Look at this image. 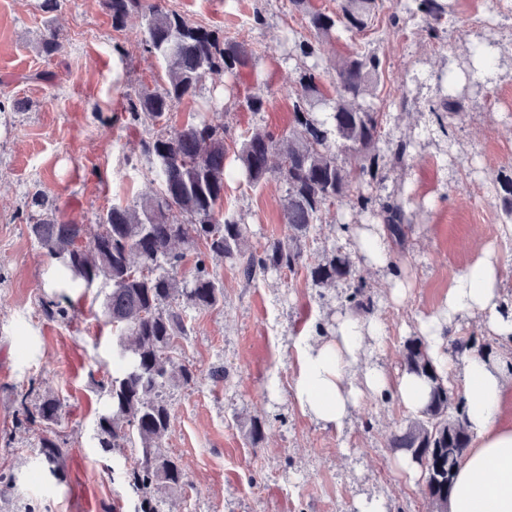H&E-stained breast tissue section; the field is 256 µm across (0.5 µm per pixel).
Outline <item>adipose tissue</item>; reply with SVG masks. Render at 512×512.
Here are the masks:
<instances>
[{
	"instance_id": "obj_1",
	"label": "adipose tissue",
	"mask_w": 512,
	"mask_h": 512,
	"mask_svg": "<svg viewBox=\"0 0 512 512\" xmlns=\"http://www.w3.org/2000/svg\"><path fill=\"white\" fill-rule=\"evenodd\" d=\"M356 243L370 266L388 267L390 234L384 225H366ZM504 301L500 255L491 248L451 281L440 311L418 320L435 367L460 382L467 402L472 440L457 468L448 512H512V427L500 420L512 379L483 353L457 360L448 354V340L459 335L458 320L464 316L480 317L493 338L512 343V312ZM379 337L377 320L349 314L337 320L328 339L304 343L291 385L299 407L324 425L339 427L364 394L392 389L407 410H421L428 398L422 381L408 373L390 378L378 364L366 362Z\"/></svg>"
}]
</instances>
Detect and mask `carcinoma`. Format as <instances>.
Here are the masks:
<instances>
[{"instance_id":"carcinoma-1","label":"carcinoma","mask_w":512,"mask_h":512,"mask_svg":"<svg viewBox=\"0 0 512 512\" xmlns=\"http://www.w3.org/2000/svg\"><path fill=\"white\" fill-rule=\"evenodd\" d=\"M163 2L106 0L116 30L124 29L131 13L142 14L144 49L165 64L163 88L142 84L125 94L128 125L153 129L140 146L144 155L159 163L156 193L132 208L114 204L94 224L59 221L55 205L40 190L30 194L28 202L29 232L55 263L63 287L41 300L43 316L51 321L68 318L72 300L67 288H96L104 294L103 314L116 333V353L112 375L103 385L106 401L95 419L92 440L104 455L138 449L125 472V483L139 501L137 512H161L156 491L187 483L179 461L162 451L171 418L166 391L197 378L190 366L175 365L172 356L187 336L184 309L213 308L224 301V287L215 281L210 265L236 264L248 281L270 270L295 274L302 269L319 288L354 280L358 269L351 254L335 246L310 260L305 255L306 238L330 206L353 202L363 211H373L371 196L356 186V180L381 184L388 168L402 162L408 149L406 142L391 139L387 152L381 151L387 117L366 98L374 95L382 62L376 54L364 53L344 59L334 69L336 95L329 99L323 119L315 112L326 100L318 64L302 65L292 126L280 135L263 127L245 131L235 152L236 166H226L225 125L202 118L174 127L169 125L170 112L184 97L197 95L202 74L222 73L232 79L257 52L219 38ZM289 4L305 17L315 39L331 41L339 31L368 29L383 0H337L331 11L312 9L307 0ZM417 10L428 35L441 38L445 6L439 0H419ZM285 43L289 54L303 62L316 56L313 42L295 33L285 36ZM37 48L49 58L63 51V43L48 25ZM271 174L286 186L281 213L289 234L257 249L250 244L249 225L223 212L224 184L241 175L257 187ZM378 214L396 239L404 236L409 219L402 203L383 202ZM188 250L196 253L195 268L182 277L178 269ZM450 349L459 357L473 350L488 351L490 344H478L471 336L454 337ZM402 366L426 383L428 402L391 437L390 446L405 451L424 469V494L436 512H447L456 469L471 441L465 400L452 404L448 380L435 368L422 336L404 342ZM60 412L61 403L54 396L30 401L23 394L16 422L45 432ZM40 448L50 472L63 469L67 450L57 438L42 436Z\"/></svg>"}]
</instances>
